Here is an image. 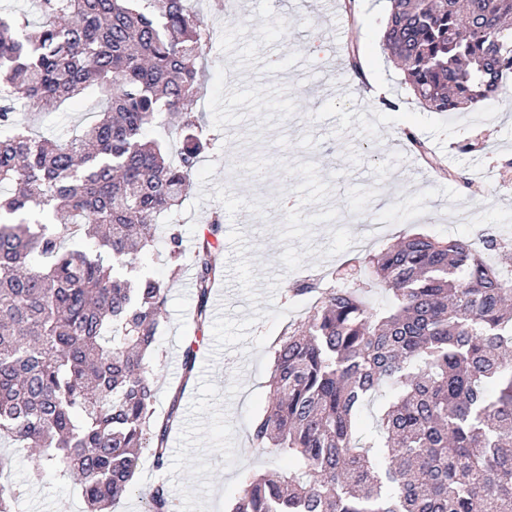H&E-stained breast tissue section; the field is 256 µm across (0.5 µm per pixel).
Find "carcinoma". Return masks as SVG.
I'll use <instances>...</instances> for the list:
<instances>
[{
    "label": "carcinoma",
    "mask_w": 512,
    "mask_h": 512,
    "mask_svg": "<svg viewBox=\"0 0 512 512\" xmlns=\"http://www.w3.org/2000/svg\"><path fill=\"white\" fill-rule=\"evenodd\" d=\"M36 5L38 23L0 17V438L34 480L74 477L100 512L128 493L142 449L166 462L177 407L153 418L152 357L167 288L140 261L159 242L172 274L183 258L177 225H156L207 145L210 34L188 0ZM383 39L416 99L452 113L504 93L512 0H392ZM90 85L103 106L66 143L20 118ZM158 125L176 144L146 138ZM221 228L216 211L195 254L198 327ZM362 264L352 284L291 289L319 297L281 335L247 435L290 469L250 478L230 512H512V284L461 239L412 234ZM377 392L389 398L364 443ZM145 500L175 512L162 484Z\"/></svg>",
    "instance_id": "1"
}]
</instances>
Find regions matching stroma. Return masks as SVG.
Returning <instances> with one entry per match:
<instances>
[{
  "label": "stroma",
  "instance_id": "obj_1",
  "mask_svg": "<svg viewBox=\"0 0 512 512\" xmlns=\"http://www.w3.org/2000/svg\"><path fill=\"white\" fill-rule=\"evenodd\" d=\"M232 17L197 0L211 31L208 79L198 101L211 139L179 209L182 269L170 276L165 251L143 263L169 286L152 364L156 418L179 397L181 423L169 434L163 468L142 455L131 491L107 512H144V495L165 485L179 512H229L254 473H287L284 457L247 441L269 392L272 345L289 321L305 317L308 298L293 283L356 269L381 243L357 244L358 219L386 227L383 243L411 232L466 238L489 225L512 237V85L502 98L446 115L418 103L383 43L390 0H355L353 12L328 0H241ZM357 45L363 77L347 62ZM282 65L269 71L267 61ZM386 84L398 106L367 97ZM95 87L79 101L43 113L39 135L66 141L94 120ZM431 151L422 159L414 141ZM472 187H465L464 179ZM297 207L282 215L277 201ZM248 224H240L236 201ZM224 230L213 253L223 277L224 314L210 317L193 375L182 350L192 334L196 269L192 258L213 210ZM6 481L22 487L14 512H86L76 481H31L15 463Z\"/></svg>",
  "mask_w": 512,
  "mask_h": 512
}]
</instances>
